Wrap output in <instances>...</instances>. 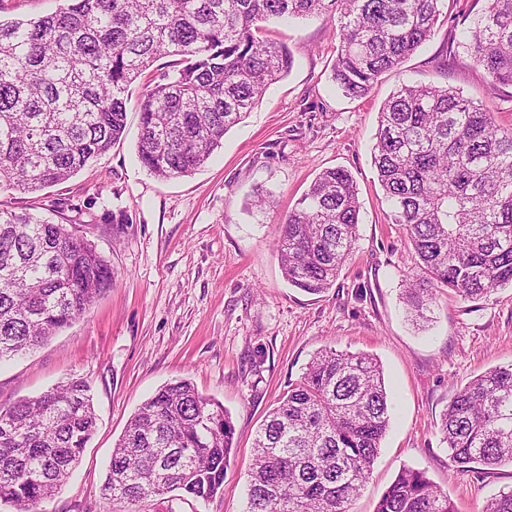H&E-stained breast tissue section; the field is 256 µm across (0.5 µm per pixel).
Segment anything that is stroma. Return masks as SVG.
Returning a JSON list of instances; mask_svg holds the SVG:
<instances>
[{"label": "stroma", "instance_id": "stroma-1", "mask_svg": "<svg viewBox=\"0 0 512 512\" xmlns=\"http://www.w3.org/2000/svg\"><path fill=\"white\" fill-rule=\"evenodd\" d=\"M481 0H443L435 32L368 96H344L331 80L334 24L323 18L267 23L294 65L197 171L156 179L137 153V80L121 141L66 182L35 194L0 192V209L54 217L108 260L112 287L80 317L25 356L0 365V406L71 379L87 380L96 431L59 492L36 512H131L104 498L112 450L140 404L186 379L223 404L234 430L224 487L208 500L171 492L143 512H245L253 440L268 412L321 349L373 355L389 388L390 425L352 512H374L406 467L426 470L458 512H482L512 486V468L489 474L453 468L440 417L455 394L487 369L512 363V288L464 300L440 292L434 319L416 328L401 293L412 252L371 160L383 102L401 84L453 86L512 128V88L488 89L457 35L473 26ZM355 177L358 236L334 285L319 295L290 286L273 248L280 219L323 169ZM272 195L250 208L256 190Z\"/></svg>", "mask_w": 512, "mask_h": 512}]
</instances>
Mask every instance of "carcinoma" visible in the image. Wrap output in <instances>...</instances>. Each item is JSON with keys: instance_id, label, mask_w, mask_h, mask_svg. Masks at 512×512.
<instances>
[{"instance_id": "1", "label": "carcinoma", "mask_w": 512, "mask_h": 512, "mask_svg": "<svg viewBox=\"0 0 512 512\" xmlns=\"http://www.w3.org/2000/svg\"><path fill=\"white\" fill-rule=\"evenodd\" d=\"M442 0H68L57 13L0 20V190L36 193L69 179L125 131L131 85L161 58L140 98L138 157L166 180L200 168L293 64L264 36L271 19L336 22L332 80L362 98L432 36ZM467 50L489 88L512 87V0H484ZM372 164L404 226L416 273L409 314L438 293L478 299L512 286V129L453 87L402 84L380 108ZM353 175L320 172L282 217L274 248L285 279L331 287L357 237ZM112 267L62 223L0 210V362L48 341L112 288ZM381 364L322 349L263 423L246 512H351L389 428ZM90 385L72 378L0 406V502L34 512L54 496L96 428ZM459 472L512 466V364L476 376L441 417ZM234 429L224 406L187 380L162 386L126 426L102 494L139 504L224 486ZM375 512H457L423 469L405 468ZM483 512H512V488Z\"/></svg>"}]
</instances>
